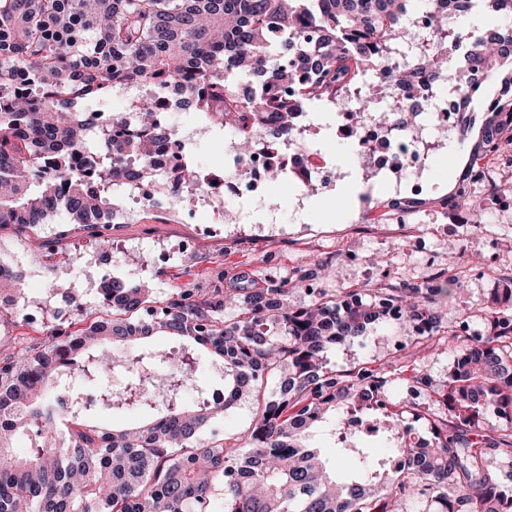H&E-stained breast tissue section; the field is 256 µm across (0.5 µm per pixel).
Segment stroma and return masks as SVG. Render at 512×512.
Instances as JSON below:
<instances>
[{
  "instance_id": "1",
  "label": "stroma",
  "mask_w": 512,
  "mask_h": 512,
  "mask_svg": "<svg viewBox=\"0 0 512 512\" xmlns=\"http://www.w3.org/2000/svg\"><path fill=\"white\" fill-rule=\"evenodd\" d=\"M310 146L335 165L343 175L341 183L320 187L317 193H300L294 181L283 176L270 180L269 204L248 209L246 223L225 225L219 240L203 239L193 258L176 256L177 244L195 232L196 224L209 222L213 209H196V224H181L160 218L145 205H136V217L128 224L112 227L110 235L119 259L109 268L99 267V249L87 231L74 225L65 210H58L47 223L37 226L8 224L0 227V260L28 265L37 260L36 281H23L26 305L46 309L44 323L30 324L22 316L0 318V343L27 344L41 339L45 325L60 323L83 327L99 315L98 288L105 274H113L137 284L150 280L153 295L164 299L170 289L190 284L208 288L222 283L231 288L238 276L253 278L263 287L269 278L287 279L299 267L313 268L329 262L333 275L319 281V288L331 291L354 288L363 291L388 288L403 282L425 284L428 276L457 275L462 282L459 298L442 311L444 327L469 319L474 330L482 328V314L500 277L499 269L512 267V208L492 192L478 191L461 210L445 209L442 200L451 194L456 179L469 160L468 147L449 138L436 152L424 171L428 189L422 204L406 224H369L365 214L369 201L363 200L365 185L372 195L389 199L391 187L374 177L363 180L351 145L336 136L335 126L317 124L309 134ZM480 223V237H473V223ZM484 255L485 273L470 274L468 259L473 247ZM171 253L163 265L154 263L157 252ZM388 254L386 269L372 265V258ZM65 275L76 286V301L47 302V279ZM450 356L441 347L420 343L411 327L390 320L368 331L353 346L341 347L328 355V365L339 372L354 368H385L396 381L387 393V404L404 400L405 380L413 370L429 374L432 387L419 397L418 408L404 412L419 437L429 439L432 415L446 413L442 391L448 382ZM251 399H241L204 430L210 440H223L225 446L239 445L253 418Z\"/></svg>"
}]
</instances>
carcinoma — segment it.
I'll use <instances>...</instances> for the list:
<instances>
[{
	"mask_svg": "<svg viewBox=\"0 0 512 512\" xmlns=\"http://www.w3.org/2000/svg\"><path fill=\"white\" fill-rule=\"evenodd\" d=\"M502 2L463 0L448 13L428 0L419 42L407 33L415 0H0V226L41 224L63 207L111 254L112 238L101 228L133 190L129 165L152 177L150 157L173 130L156 122L153 102L141 101L140 134L118 142L98 134L90 182L73 165L89 139L83 106L114 83L163 91L170 81L211 125L237 134L242 155L277 150L302 115L336 111L348 99L360 119L388 112L395 131L419 138L417 118L428 101L390 94L420 83L455 93L465 134L473 96L495 82L467 172L443 199L459 210L469 197L466 179L481 176L478 162L512 145V24L483 28L456 19L477 7L511 17ZM239 77L255 79L252 98L238 97ZM169 179L187 191L200 172L188 162ZM411 204L390 198L373 208L387 221ZM327 273L319 264L265 288L178 287L162 300L143 284L110 276L98 289L97 320L73 332L52 326L32 346L1 350L0 512H212L217 490L224 512H402L417 494L431 496L434 512H512V488L498 475L502 459H512V277L493 294L484 333L461 340L440 335V312L456 299L458 277L380 288L368 299L358 289L309 288V305L291 304L294 290ZM3 285L21 302L20 279L0 262ZM390 305L422 340L458 341L444 394L448 418L434 424L432 443L396 415L374 422L369 440L344 429L349 415L385 406L389 379L367 368L338 373L327 355L386 321ZM156 336L181 345L161 351ZM202 353L224 401L188 407L186 387L202 395L213 387L196 383ZM65 368L103 396L100 407L150 420L119 428L85 423L80 390L72 388L67 410L55 401ZM281 371L279 391L260 401L241 445L201 439L207 422ZM487 411L503 425L481 428ZM65 420L73 428L60 440ZM318 427L334 437L346 469L309 446ZM20 437L35 442L26 455L14 452ZM377 442L401 459L399 467L376 455Z\"/></svg>",
	"mask_w": 512,
	"mask_h": 512,
	"instance_id": "obj_1",
	"label": "carcinoma"
}]
</instances>
